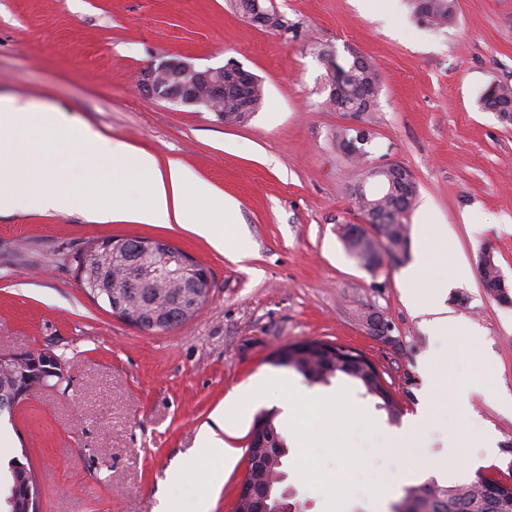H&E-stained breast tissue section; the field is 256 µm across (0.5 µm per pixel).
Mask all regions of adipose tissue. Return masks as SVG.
Masks as SVG:
<instances>
[{
  "instance_id": "ef3b65f1",
  "label": "adipose tissue",
  "mask_w": 512,
  "mask_h": 512,
  "mask_svg": "<svg viewBox=\"0 0 512 512\" xmlns=\"http://www.w3.org/2000/svg\"><path fill=\"white\" fill-rule=\"evenodd\" d=\"M68 119L60 112H37L13 97L0 96V154H8L7 163L0 164V213L19 208L28 211L66 212L85 207L86 197L73 190L59 165L53 163L29 144V137L51 129H67ZM69 140L90 177L106 174L112 182V196L94 212L100 221H133L140 224H178L207 240L215 249H223L224 239L231 235L237 221V208L232 201L221 199L209 182L187 171L178 162L160 167L157 158L145 151L133 150L127 143L101 136L85 126L69 131ZM132 181L146 186L144 202L128 206L123 187ZM448 235L434 227L425 236L418 258L406 272L404 295L412 311L422 316L431 335L446 338L448 356L429 357L422 369L429 402L418 420L419 430L439 427L441 404L454 397L460 406H467L468 391L448 393L449 356L459 346H466L473 358H481L480 334L467 320L441 315L437 297L448 286L447 278L429 279L424 275L431 263H444L448 257ZM278 385L280 400L295 422H302L304 412L291 392L287 379L265 375L247 387L235 390L226 398L228 409L253 406L262 401L270 385ZM452 450L447 457L432 461L409 454L410 440L399 437L403 449V468L412 473L418 469L453 470L470 459L469 442L457 432L449 434Z\"/></svg>"
}]
</instances>
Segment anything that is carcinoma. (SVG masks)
Instances as JSON below:
<instances>
[{"mask_svg":"<svg viewBox=\"0 0 512 512\" xmlns=\"http://www.w3.org/2000/svg\"><path fill=\"white\" fill-rule=\"evenodd\" d=\"M411 7L418 18L436 28L450 24L454 18V0H411ZM339 70L342 73L341 79H336L334 74L327 78L330 91L325 104L329 109L344 116L354 113L360 121L364 113L373 111L378 104L381 92L378 69L371 61L353 54L339 66ZM226 81L228 92L224 95V112L221 116L226 124L241 123L244 118L251 117L262 106L264 87L259 81L253 83L247 90L246 100L242 101L235 86L236 78L228 73ZM481 106L486 111L502 115L501 123L512 125L511 86L500 82L490 83L481 95ZM371 139L372 133L364 128L356 130L354 136L343 129L336 131V147L358 161L365 160L367 154L365 145ZM382 178L388 181L386 194L367 198L354 196L353 203L367 219L368 224L373 226L376 224V219H381V223L385 225L387 240L407 252L410 246L409 221H398L393 217V213L399 208L413 209L418 189L405 188L397 174L393 172L382 174ZM340 239L346 251L356 257L362 266L381 263V256L372 249L371 237L367 233L364 232L361 236L354 238L348 229L343 227L340 231ZM113 240L112 236L100 239L75 257L77 263L87 254L92 257V276L89 279H83L82 288L93 300H96L99 294L115 290L116 286L125 284L132 277L144 276L142 267H120L112 263ZM499 269L500 266L495 257L488 258L483 268L484 279L495 286V292L499 297L505 298L512 292L509 291V284L500 280ZM146 290L151 294L155 310L168 306L178 295L188 292L186 288L167 282H148ZM327 348L329 344L319 340L290 344L288 361L278 360L276 364L296 371L311 384H328L331 379L338 376L348 377L363 390V396L376 399V409L385 411L389 421H398L400 411L378 371L373 368L369 372H363L349 367L345 362L329 356L326 352ZM16 378L18 374L10 365L0 363V397L11 392ZM263 422L271 425L274 439L270 447L266 448L263 460L260 461L263 469L257 478L263 482L272 481V486L276 489L285 475L282 467L288 456V448L275 424V414L271 411L265 412L255 421V424ZM8 483V493L0 499V509L3 512H39V492L34 475L28 465L16 457L9 461ZM431 484L436 496L448 501V505L452 507H459L457 511L450 509L448 512H490L485 494L472 481L440 484L433 480ZM420 492L419 485L405 487L403 497L394 505V512H415Z\"/></svg>","mask_w":512,"mask_h":512,"instance_id":"carcinoma-1","label":"carcinoma"}]
</instances>
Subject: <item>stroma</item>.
I'll return each mask as SVG.
<instances>
[{"label": "stroma", "instance_id": "1", "mask_svg": "<svg viewBox=\"0 0 512 512\" xmlns=\"http://www.w3.org/2000/svg\"><path fill=\"white\" fill-rule=\"evenodd\" d=\"M282 31L251 26L230 0H0V96L45 111L71 127L90 126L174 160L238 205L243 260L233 241L216 250L176 224L101 222L86 210L0 213V352L50 349L68 363L67 389L43 387L0 422V459L28 452L40 483V512H155L161 500L195 512L202 490L217 485L211 512H234L248 466L250 431L261 406L236 418L224 441L236 450L231 471H202L201 429L225 397L274 372L279 349L307 339L352 347L395 394L399 422H389L358 386L342 377L311 385L288 380L321 406L305 447L289 441L285 484L295 512H374L375 492L356 473L383 472L389 503L424 475L405 474L393 435L426 403L421 364L447 349L428 335L405 301L406 264L370 275L345 250L341 224L362 218L351 191L360 170L334 135L349 118L325 107L328 64L359 54L377 67L382 90L364 125L373 134L367 164L397 162L419 187L410 216L444 225L452 249L444 295L449 316L478 327L487 354L459 350L449 385L469 387L467 409L447 404L461 435L490 431L492 452L478 465L441 475L461 483L482 472L512 473V304L481 286L484 244L512 282V126L483 110L493 82L512 84V0H456L453 23L429 28L408 0H273ZM185 56L202 67L236 60L264 84V104L243 124L216 113L140 93L135 73ZM35 143L63 164L88 199L107 192L88 182L66 136ZM108 236L149 237L183 249L211 272L204 307L166 332L131 326L87 298L75 256ZM384 313L393 344L368 333L369 310Z\"/></svg>", "mask_w": 512, "mask_h": 512}]
</instances>
